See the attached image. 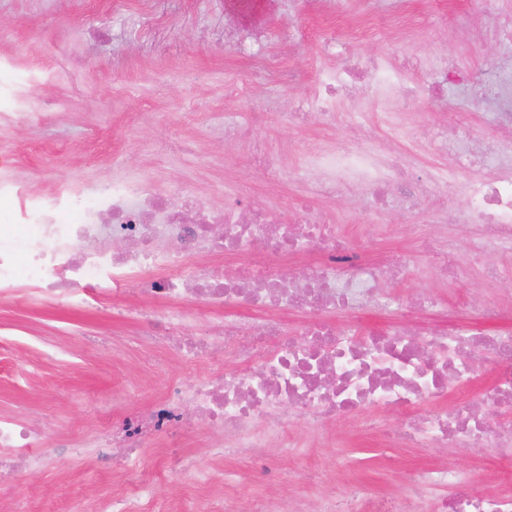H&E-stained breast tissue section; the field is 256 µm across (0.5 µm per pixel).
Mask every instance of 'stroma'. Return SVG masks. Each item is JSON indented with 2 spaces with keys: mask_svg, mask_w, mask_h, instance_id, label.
<instances>
[{
  "mask_svg": "<svg viewBox=\"0 0 512 512\" xmlns=\"http://www.w3.org/2000/svg\"><path fill=\"white\" fill-rule=\"evenodd\" d=\"M252 3L250 11L234 14L217 0H158L147 14L139 0H0V55L34 56L50 65L31 85L0 76V97L19 98L15 110L0 112V155L14 159L10 170L0 171V180L50 196L71 182L94 187L115 176L137 175L161 192L193 188L216 207L223 206L229 184L250 189L273 210L288 209L300 183H271L243 148L225 146L222 137L225 113H236L241 122L249 112L268 113L251 135L278 155L286 172L297 165L289 139L318 142L334 136L317 116L301 127L282 117L289 103L306 96L323 65L320 41L292 48L289 35L297 26L318 32L336 27L358 57L399 53L417 60V69L402 74L413 89L430 80L432 62L452 61L458 80L449 84L442 103L417 101L413 113L426 124H451L460 117L472 124L477 138L499 137L490 107L461 81L512 70V47L482 36V18L469 0H406L405 22L428 29L401 44L393 40L395 22L359 30L344 7L324 16L297 12L290 0ZM230 16L266 31L265 51L281 62L289 82L266 85L254 61L225 49ZM245 74L251 78L247 99L227 97L226 86ZM461 210L458 201L441 211L428 204L409 224L392 212L380 236L366 224L343 228L353 245L375 254L382 266L407 263L409 273L391 285V296L430 292L451 309L448 317L408 314L407 326L415 334L463 324L460 307L467 299L498 303L512 296V275L488 279L494 254L473 255L471 234L458 230ZM435 213L443 224L435 239L454 248L463 264L453 282L432 266L415 237V224ZM137 331L119 302L76 310L36 296L0 301V413L34 411L46 436L79 440L104 423L119 427L182 373L206 369V362L189 364L141 342ZM39 336L67 346L72 358L39 361ZM363 420L360 413L341 416L318 431L298 421L292 431L303 443L300 453L284 459L279 448L270 447L263 463L244 464L249 479L238 512H251L256 492L271 499L312 498L360 480L374 492L396 494L406 485L408 469L422 464L465 469L482 490L512 493V481L497 475L493 448L476 455L460 448H394L391 466L383 467L380 449L362 433ZM55 455V470L18 479L0 476V504L19 497L29 512H68L72 500L90 493L95 478L76 451L59 448Z\"/></svg>",
  "mask_w": 512,
  "mask_h": 512,
  "instance_id": "35a3bbf8",
  "label": "stroma"
}]
</instances>
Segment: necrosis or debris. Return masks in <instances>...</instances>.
I'll use <instances>...</instances> for the list:
<instances>
[{"label": "necrosis or debris", "instance_id": "1", "mask_svg": "<svg viewBox=\"0 0 512 512\" xmlns=\"http://www.w3.org/2000/svg\"><path fill=\"white\" fill-rule=\"evenodd\" d=\"M321 44L322 76L299 106L349 135L297 144L308 178L305 200L358 190L368 204L349 223L379 224L389 209L414 208L453 190L464 202L461 223L477 227L475 253L495 252V273L512 270V137L485 145L463 126L452 133L419 126L410 134L396 109L385 115L382 143L357 142L363 113L336 108L352 83L363 82L396 106L416 93L388 60L340 67L339 40L325 35ZM410 135L448 156L447 167L417 172L403 145ZM192 195L189 188L160 194L142 179L117 177L93 189L67 186L48 200H24L19 212L7 216L37 226L41 238L22 273L14 262L16 242L0 239L1 301L60 296L80 307L122 298L144 336L187 361L212 360L216 352L188 328L186 308L233 314L224 323V352L233 356V367L175 379L122 430L104 427L84 441L87 464L108 461L115 482H135L136 494L98 493L75 512H237L234 497L216 501L210 495L214 486L234 487L244 478L224 470V463L262 459L272 445L291 455L299 446L290 431L297 420L321 427L360 410L374 411L365 429L383 442L495 448L500 462L512 467V333L489 335L481 327L496 311L466 301L469 324L422 340L401 327L371 326L363 311L385 313L395 301L380 286L378 264L351 247L335 225L321 217L280 220L267 206L230 190L223 209L204 207L190 217L181 201ZM243 209L250 212L245 224ZM114 241L123 250L111 249ZM201 250L214 256V264H189ZM295 256L312 259L309 273L288 268L287 258ZM291 309L310 315L298 339L285 328L283 313ZM332 311L351 319L342 325L326 320ZM430 401L445 404V411L420 412ZM189 407L202 426L186 419ZM44 439L27 418L0 414V475L54 468V454L40 447ZM148 446L192 483L193 495L179 507L138 478L136 463ZM203 456L209 465L200 464ZM251 512H512V495L477 490L465 470L432 464L413 469L397 497H379L355 484L322 494L310 510L286 498L272 511L258 497Z\"/></svg>", "mask_w": 512, "mask_h": 512}]
</instances>
